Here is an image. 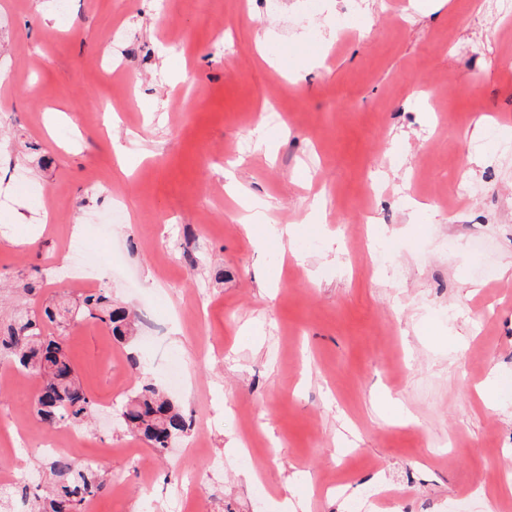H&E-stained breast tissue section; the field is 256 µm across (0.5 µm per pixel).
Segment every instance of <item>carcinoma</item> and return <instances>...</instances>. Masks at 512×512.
Listing matches in <instances>:
<instances>
[{
	"label": "carcinoma",
	"instance_id": "1",
	"mask_svg": "<svg viewBox=\"0 0 512 512\" xmlns=\"http://www.w3.org/2000/svg\"><path fill=\"white\" fill-rule=\"evenodd\" d=\"M78 317L106 324L112 335L125 339L132 333L135 316L112 305L104 291L84 293ZM68 324L56 305H47L39 314L19 310L0 327V364L37 383L34 413L49 428L79 426L91 415L93 403L85 393L62 343L47 331V324ZM122 428L145 441L162 455L169 437L187 435L189 424L182 412L165 396L160 384L150 378L120 409ZM54 483L49 496L30 492L29 481L18 480L0 492V505L18 502L27 512H83L87 501L106 487V479L66 456H54L46 464Z\"/></svg>",
	"mask_w": 512,
	"mask_h": 512
}]
</instances>
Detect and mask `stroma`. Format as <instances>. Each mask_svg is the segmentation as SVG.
Instances as JSON below:
<instances>
[{
    "label": "stroma",
    "instance_id": "stroma-1",
    "mask_svg": "<svg viewBox=\"0 0 512 512\" xmlns=\"http://www.w3.org/2000/svg\"><path fill=\"white\" fill-rule=\"evenodd\" d=\"M262 109L282 115L274 160L234 173L299 225L291 245L248 237L225 190ZM485 115L497 135L472 138ZM511 133L512 18L488 0H0V322L98 288L140 317L129 340L62 332L95 417L57 433L108 480L94 512H282L293 473L308 512L512 501L488 485L512 474ZM457 166L479 195L457 197ZM120 198L130 218L108 223ZM199 350L167 385L204 446L154 457L111 415L138 388L130 357L167 383ZM10 375L0 482L47 459L36 388Z\"/></svg>",
    "mask_w": 512,
    "mask_h": 512
}]
</instances>
